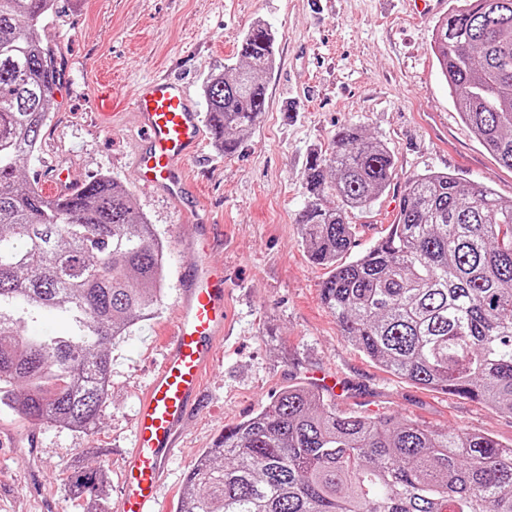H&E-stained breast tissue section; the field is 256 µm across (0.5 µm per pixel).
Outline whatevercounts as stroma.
<instances>
[{"mask_svg":"<svg viewBox=\"0 0 512 512\" xmlns=\"http://www.w3.org/2000/svg\"><path fill=\"white\" fill-rule=\"evenodd\" d=\"M438 19L414 16L407 0L392 9L384 0H57L39 33L56 52L63 79L40 148L21 167L46 195L51 189L42 172L51 164L79 184L103 174L119 181L164 246L163 297L153 319L113 344L109 398L93 431L34 422L0 405V435H35L33 443L0 450V512H88L87 495L69 485L77 466L107 472L102 509L112 512L137 395L174 316L176 273L195 260L184 246L195 216L135 183L131 132L113 125L111 115L127 112L140 85L161 71L184 78L190 98L203 105L208 78L238 62L244 34L258 24L274 36L275 63L262 76L267 108L235 154L205 139V162L188 186L212 225L209 260L224 268L231 332L169 467L168 512L225 427L282 389L314 388L325 375L344 387L330 399L339 409L512 443V415L396 375L343 336L321 300L327 269L309 259L297 223L305 162L347 123L383 142L395 161L372 207L349 216L357 231L354 253L373 246L394 222L412 174L455 173L512 200V170L497 164L461 122L436 64Z\"/></svg>","mask_w":512,"mask_h":512,"instance_id":"1","label":"stroma"}]
</instances>
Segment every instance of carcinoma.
<instances>
[{
    "label": "carcinoma",
    "mask_w": 512,
    "mask_h": 512,
    "mask_svg": "<svg viewBox=\"0 0 512 512\" xmlns=\"http://www.w3.org/2000/svg\"><path fill=\"white\" fill-rule=\"evenodd\" d=\"M55 4L0 0V403L87 431L108 398L109 345L162 302L165 255L115 179L48 198L18 167L61 82L38 34ZM269 47L265 28L248 30L242 63L207 82V124L226 156L265 111ZM434 49L461 121L512 170V0H457ZM393 171L390 149L353 125L307 159L300 234L329 268L322 300L386 369L512 415V201L453 173L416 174L395 223L353 256L346 214L370 208ZM51 316L65 332L32 331ZM71 483L94 501L107 488L100 468ZM175 512H512V446L340 411L294 385L224 428Z\"/></svg>",
    "instance_id": "obj_1"
}]
</instances>
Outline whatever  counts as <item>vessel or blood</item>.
I'll return each instance as SVG.
<instances>
[{
	"instance_id": "vessel-or-blood-1",
	"label": "vessel or blood",
	"mask_w": 512,
	"mask_h": 512,
	"mask_svg": "<svg viewBox=\"0 0 512 512\" xmlns=\"http://www.w3.org/2000/svg\"><path fill=\"white\" fill-rule=\"evenodd\" d=\"M139 131L135 177L175 204H183L186 164L200 151L204 127L183 85L157 75L141 86L131 103ZM197 258L180 276V306L160 363L139 394L132 444L121 460L116 512H164L163 477L179 448L182 428L202 402V385L213 366L227 324L224 271L205 257L210 234L191 227Z\"/></svg>"
}]
</instances>
